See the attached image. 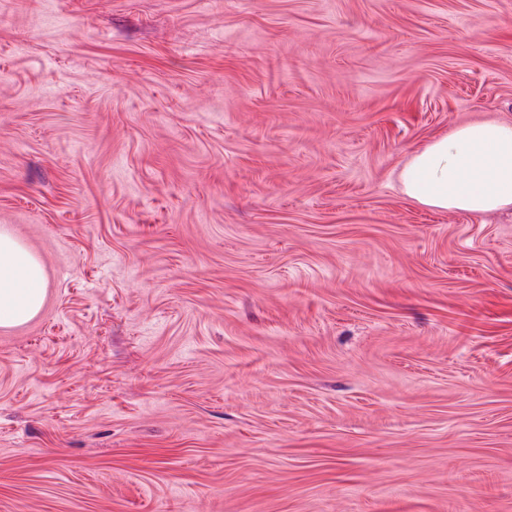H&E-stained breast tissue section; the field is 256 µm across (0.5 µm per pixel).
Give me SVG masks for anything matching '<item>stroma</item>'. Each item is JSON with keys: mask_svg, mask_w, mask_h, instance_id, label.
<instances>
[{"mask_svg": "<svg viewBox=\"0 0 512 512\" xmlns=\"http://www.w3.org/2000/svg\"><path fill=\"white\" fill-rule=\"evenodd\" d=\"M512 0H0V512H512ZM399 178L408 198L433 210H512V124L458 126L418 147ZM46 274L40 261L0 227V327L22 325L42 308Z\"/></svg>", "mask_w": 512, "mask_h": 512, "instance_id": "35a3bbf8", "label": "stroma"}]
</instances>
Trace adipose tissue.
I'll list each match as a JSON object with an SVG mask.
<instances>
[{
	"label": "adipose tissue",
	"mask_w": 512,
	"mask_h": 512,
	"mask_svg": "<svg viewBox=\"0 0 512 512\" xmlns=\"http://www.w3.org/2000/svg\"><path fill=\"white\" fill-rule=\"evenodd\" d=\"M399 178L408 198L434 210L478 216L512 210V124L458 126L418 147ZM46 283L40 261L0 227V327L35 317Z\"/></svg>",
	"instance_id": "adipose-tissue-1"
}]
</instances>
